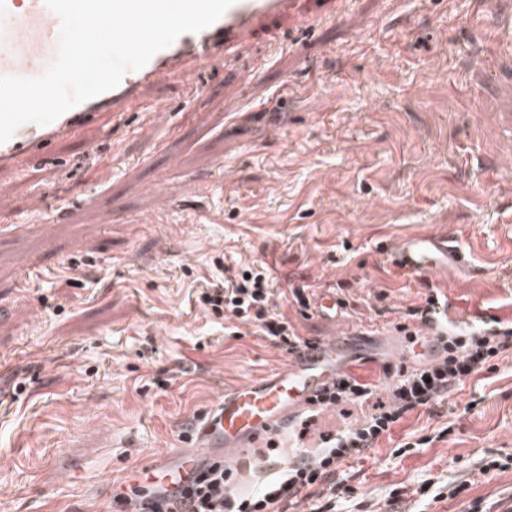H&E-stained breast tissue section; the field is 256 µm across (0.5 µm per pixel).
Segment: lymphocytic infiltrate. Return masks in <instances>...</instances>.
<instances>
[{
	"label": "lymphocytic infiltrate",
	"instance_id": "obj_1",
	"mask_svg": "<svg viewBox=\"0 0 512 512\" xmlns=\"http://www.w3.org/2000/svg\"><path fill=\"white\" fill-rule=\"evenodd\" d=\"M275 290L269 267L262 262L225 267L224 278L209 284L198 295L204 310L216 316L256 327L258 335L277 347L294 351L301 342L286 316L275 309ZM446 357L441 366L402 367L389 387V403L374 402L376 386L339 379L319 397V406L332 407L348 432L344 442L322 451L314 463L288 469L268 483L260 494L229 500L224 489L228 471L217 466L202 468L182 491L169 494L148 487L130 486L116 493L112 504L124 512L129 497L138 500V512H288L289 500L298 493L323 485L334 476L344 458L362 457L389 436L393 427L417 407L447 397L469 376L493 372L496 362L512 352V330L480 332L453 330L443 341Z\"/></svg>",
	"mask_w": 512,
	"mask_h": 512
}]
</instances>
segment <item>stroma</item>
Returning <instances> with one entry per match:
<instances>
[{
  "instance_id": "obj_1",
  "label": "stroma",
  "mask_w": 512,
  "mask_h": 512,
  "mask_svg": "<svg viewBox=\"0 0 512 512\" xmlns=\"http://www.w3.org/2000/svg\"><path fill=\"white\" fill-rule=\"evenodd\" d=\"M512 0H294L233 58L152 93L56 162L0 172V512H108L146 460L166 462L224 392L282 368L269 339L228 336L190 295L197 275L267 263L301 338L335 326L291 289L339 288L344 320L393 329L428 278L387 247L454 233L482 276L473 302L512 305ZM70 284H62L61 276ZM406 444L397 453V444ZM507 461L488 477L489 459ZM440 495L417 493L426 480ZM332 512H512V355L421 406L370 457L336 470ZM467 483L445 494L448 484Z\"/></svg>"
}]
</instances>
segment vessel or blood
Returning <instances> with one entry per match:
<instances>
[{
    "mask_svg": "<svg viewBox=\"0 0 512 512\" xmlns=\"http://www.w3.org/2000/svg\"><path fill=\"white\" fill-rule=\"evenodd\" d=\"M291 6L292 0H235L214 24L179 36L143 68L126 72L116 88L76 105L48 124L22 125L11 139L0 143V171L19 172L50 158L59 141L81 136L103 118L146 110L154 86L166 75L180 74L192 86L201 64L222 62L228 53L249 56L254 23L285 15ZM60 27L59 16L46 0H0V77L43 75L57 58ZM387 254L400 271L436 282L480 276L456 236L448 231L409 235L391 244ZM312 305L315 313L332 319L342 314L343 303L332 288L317 293ZM448 329V298L441 295L424 320L412 328L428 363L442 360L440 338ZM366 338L365 330L340 325L335 336L314 340L282 370L225 391L196 421L195 443L175 449L177 467L148 461L136 470V478L173 491L188 481L197 458L213 455L221 465L233 466L230 491L232 496L242 497L295 463L312 461L315 448L336 438L337 428L332 420L316 430L305 427L304 421L336 374L371 383L384 368L408 363V351L403 347L387 365L355 363L351 354Z\"/></svg>",
    "mask_w": 512,
    "mask_h": 512,
    "instance_id": "obj_1",
    "label": "vessel or blood"
}]
</instances>
